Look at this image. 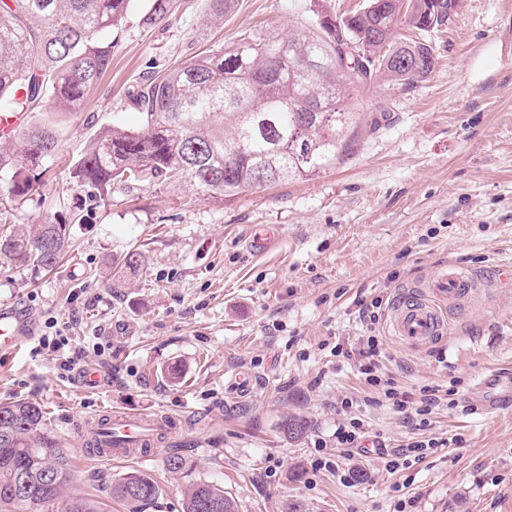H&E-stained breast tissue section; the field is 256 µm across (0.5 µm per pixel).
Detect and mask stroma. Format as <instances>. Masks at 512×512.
Listing matches in <instances>:
<instances>
[{
	"label": "stroma",
	"mask_w": 512,
	"mask_h": 512,
	"mask_svg": "<svg viewBox=\"0 0 512 512\" xmlns=\"http://www.w3.org/2000/svg\"><path fill=\"white\" fill-rule=\"evenodd\" d=\"M358 2L240 0L223 27L210 28L208 0H173L172 16L152 26L141 22L147 0H133L112 68L82 112L30 114L59 131L40 187L53 207H28L14 222L64 224L76 207L85 221L52 271L0 269V305L25 311L35 328L34 339L0 354V401L46 406L73 457V492L106 499L113 482L141 470L161 488L149 512H181L184 481L165 466L179 453L196 476L223 485L238 512L289 503L395 512L401 501L406 512H512V408H477L504 393L512 370V0H456L446 27L428 35L434 72L405 90L379 81L357 102L349 147L312 178L221 204L147 184L137 199L116 192L88 207L70 174L95 132L139 126L126 91L147 60L166 67L255 28L285 35L311 21L315 4L339 15ZM259 226L279 236L255 253L247 243ZM132 251L142 266L117 281L113 263ZM450 263L482 288L448 311L446 336L414 348L392 335L388 311L374 326L361 321V303H391ZM58 333L70 339L67 372L37 348L38 337ZM369 334L399 392L453 387L455 408L436 411L429 427L449 444L393 474L365 458L313 468L343 398L360 399L356 416L390 445L417 432L333 352ZM88 367L105 378L99 390L79 382ZM238 376L249 391L231 392ZM108 409L166 421L164 442L141 460L94 457L79 431ZM289 417L307 425L295 441L280 429Z\"/></svg>",
	"instance_id": "1"
}]
</instances>
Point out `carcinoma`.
<instances>
[{"instance_id":"obj_1","label":"carcinoma","mask_w":512,"mask_h":512,"mask_svg":"<svg viewBox=\"0 0 512 512\" xmlns=\"http://www.w3.org/2000/svg\"><path fill=\"white\" fill-rule=\"evenodd\" d=\"M131 0H0V113L36 112L44 102L70 114L98 87L112 65V41ZM210 20L224 21L237 0H209ZM455 0H362L341 16L314 13L303 30L282 37L257 31L185 62L156 69L128 91L141 127H105L88 142L71 175L96 202L116 191L132 196L151 184L174 182L213 201L333 166L354 123L353 95L377 79L404 89L436 67L424 34L448 22ZM172 0H148L141 21L171 15ZM23 91L17 95V91ZM58 148L50 123L28 127L0 143V266L53 269L66 251L64 224L46 219L24 228L8 204L34 199V171ZM129 252L117 275L135 274ZM306 424L283 423L289 440ZM166 468L187 479L181 512H238L220 485L193 479L181 455ZM69 450L50 430L47 412L25 399L0 402V512H108L93 495H71ZM160 495L142 471L112 485L126 512H145Z\"/></svg>"}]
</instances>
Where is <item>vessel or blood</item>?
I'll return each instance as SVG.
<instances>
[{
    "label": "vessel or blood",
    "instance_id": "1",
    "mask_svg": "<svg viewBox=\"0 0 512 512\" xmlns=\"http://www.w3.org/2000/svg\"><path fill=\"white\" fill-rule=\"evenodd\" d=\"M473 280L456 266L443 268L439 274L425 281L419 292L406 294L392 308L389 322L393 333L404 344L417 347L445 335L448 324L441 306L456 305L468 295ZM27 318L14 309H0V351L15 350L28 332ZM147 418L116 411L110 414L108 423L94 422L86 433L95 438L112 430H120L129 442L137 443L147 436Z\"/></svg>",
    "mask_w": 512,
    "mask_h": 512
}]
</instances>
